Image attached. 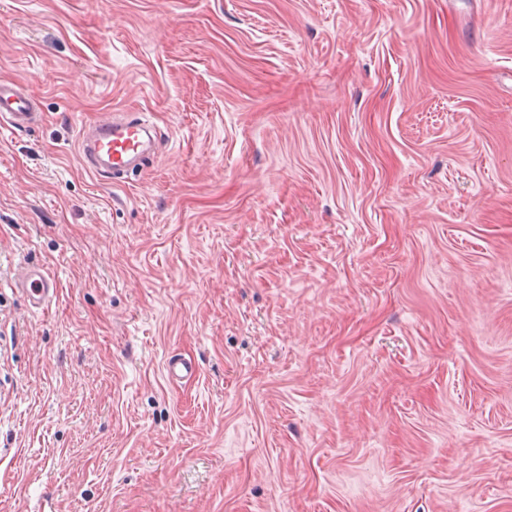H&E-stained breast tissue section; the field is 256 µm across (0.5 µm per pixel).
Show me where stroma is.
I'll use <instances>...</instances> for the list:
<instances>
[{
    "mask_svg": "<svg viewBox=\"0 0 512 512\" xmlns=\"http://www.w3.org/2000/svg\"><path fill=\"white\" fill-rule=\"evenodd\" d=\"M0 81V512H512V0H0ZM32 102L10 83L0 82V123L24 127L34 112ZM152 128L146 120L124 117L95 123L92 134L78 143L80 158L90 172L122 179L133 171L131 163L144 153ZM36 309L42 308L56 292V281L41 265H28L23 268L16 283ZM165 370L168 379L173 382L191 379L198 372L192 360L182 357H170L165 364Z\"/></svg>",
    "mask_w": 512,
    "mask_h": 512,
    "instance_id": "obj_1",
    "label": "stroma"
}]
</instances>
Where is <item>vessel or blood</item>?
Here are the masks:
<instances>
[{"mask_svg": "<svg viewBox=\"0 0 512 512\" xmlns=\"http://www.w3.org/2000/svg\"><path fill=\"white\" fill-rule=\"evenodd\" d=\"M32 117V102L12 84L0 82V123L22 127ZM152 125L142 119L115 118L95 124L90 136L78 143L80 158L94 174L108 173L121 179L132 170V162L143 154L150 140ZM30 305L42 308L56 292V282L40 265L23 268L16 283ZM170 381L179 382L196 376L198 369L192 360L169 358L165 364Z\"/></svg>", "mask_w": 512, "mask_h": 512, "instance_id": "obj_1", "label": "vessel or blood"}]
</instances>
